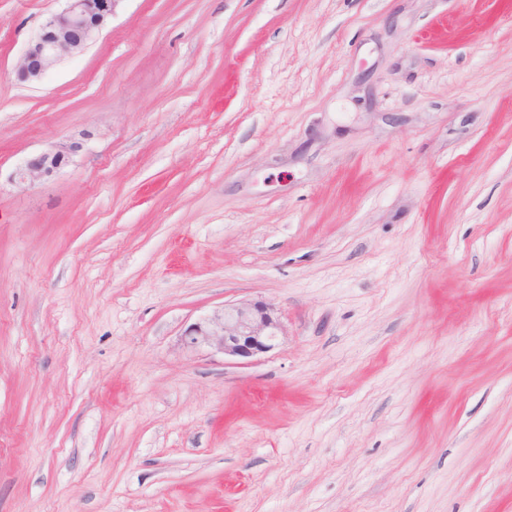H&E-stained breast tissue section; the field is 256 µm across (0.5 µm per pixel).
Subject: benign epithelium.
<instances>
[{
	"label": "benign epithelium",
	"mask_w": 512,
	"mask_h": 512,
	"mask_svg": "<svg viewBox=\"0 0 512 512\" xmlns=\"http://www.w3.org/2000/svg\"><path fill=\"white\" fill-rule=\"evenodd\" d=\"M65 8L48 15L22 56L18 76L35 82L63 58L86 49L106 27L120 0H64ZM80 148L60 144L30 158L16 169L13 180L31 183L66 167ZM284 328L264 301L224 307L184 332L187 345L209 348L240 364L273 350Z\"/></svg>",
	"instance_id": "benign-epithelium-1"
}]
</instances>
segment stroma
<instances>
[{
  "label": "stroma",
  "instance_id": "35a3bbf8",
  "mask_svg": "<svg viewBox=\"0 0 512 512\" xmlns=\"http://www.w3.org/2000/svg\"><path fill=\"white\" fill-rule=\"evenodd\" d=\"M62 6L0 0V512H512V0H120L19 80ZM79 148V144L71 143L60 144L47 149L17 168L13 180L25 184L51 177L70 163L72 155ZM187 345L209 348L225 358L245 364L260 354L273 350L285 336L273 308L264 301L227 307L183 334Z\"/></svg>",
  "mask_w": 512,
  "mask_h": 512
}]
</instances>
